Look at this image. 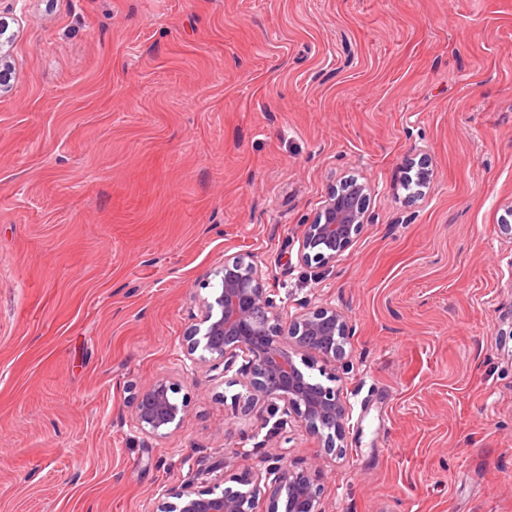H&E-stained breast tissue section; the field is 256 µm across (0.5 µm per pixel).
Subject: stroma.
Here are the masks:
<instances>
[{
  "label": "stroma",
  "instance_id": "stroma-1",
  "mask_svg": "<svg viewBox=\"0 0 512 512\" xmlns=\"http://www.w3.org/2000/svg\"><path fill=\"white\" fill-rule=\"evenodd\" d=\"M0 512H155L268 450L180 340L225 251L289 311L353 334L324 363L349 411L326 512H512V0H0ZM434 172L424 196L410 160ZM369 222L297 257L341 179ZM188 399L130 424L156 378ZM178 390L175 383L160 378L140 392L131 418L133 428L156 438L167 437L178 431L188 408L186 398L178 401L173 396Z\"/></svg>",
  "mask_w": 512,
  "mask_h": 512
}]
</instances>
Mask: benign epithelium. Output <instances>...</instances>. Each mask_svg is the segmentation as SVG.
Segmentation results:
<instances>
[{
    "mask_svg": "<svg viewBox=\"0 0 512 512\" xmlns=\"http://www.w3.org/2000/svg\"><path fill=\"white\" fill-rule=\"evenodd\" d=\"M417 193L430 186L433 172L419 159L415 172ZM374 188L367 181L346 178L328 193L320 211L305 225L299 239L298 259L326 267L345 252L368 223ZM218 282L198 300L180 343L183 373L199 369L217 372L230 387L242 391L231 400L247 415L263 403L271 414L282 410L297 426L317 437L324 453L343 454L347 405L338 388L317 380L311 370L318 362L346 358L352 325L332 305L304 308L283 318L274 293L254 255L224 253V264L214 273ZM241 366H236L237 361ZM178 386L166 378L151 383L136 398L133 428L163 438L175 433L187 415V399L178 400ZM283 421L269 433L268 455L251 465L249 451L235 448L217 465L222 474L199 486L193 481L157 492L158 512H256L259 500L265 512H324L322 468L314 463L295 470L288 465L291 437L281 435Z\"/></svg>",
    "mask_w": 512,
    "mask_h": 512,
    "instance_id": "benign-epithelium-1",
    "label": "benign epithelium"
}]
</instances>
